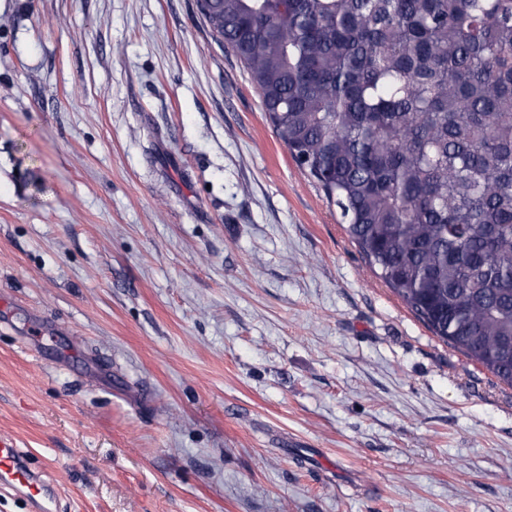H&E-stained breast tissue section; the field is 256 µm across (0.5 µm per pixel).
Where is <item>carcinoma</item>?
<instances>
[{
  "mask_svg": "<svg viewBox=\"0 0 512 512\" xmlns=\"http://www.w3.org/2000/svg\"><path fill=\"white\" fill-rule=\"evenodd\" d=\"M435 336L512 387V0H197Z\"/></svg>",
  "mask_w": 512,
  "mask_h": 512,
  "instance_id": "cac0c4a2",
  "label": "carcinoma"
}]
</instances>
